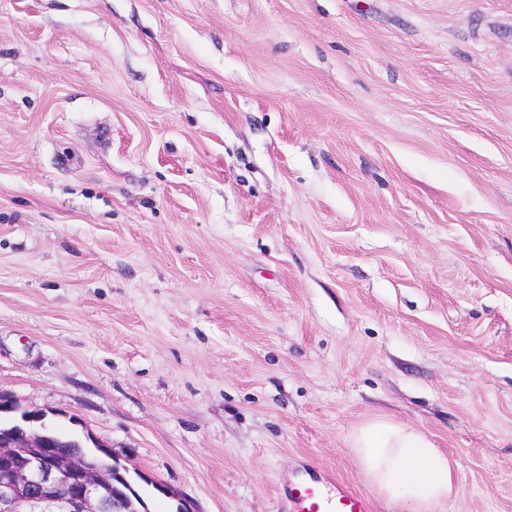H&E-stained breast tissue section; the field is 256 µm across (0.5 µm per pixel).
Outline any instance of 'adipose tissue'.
Segmentation results:
<instances>
[{"mask_svg":"<svg viewBox=\"0 0 512 512\" xmlns=\"http://www.w3.org/2000/svg\"><path fill=\"white\" fill-rule=\"evenodd\" d=\"M350 445L369 483L398 512H434L453 493V460L415 428L375 418L352 433Z\"/></svg>","mask_w":512,"mask_h":512,"instance_id":"ef3b65f1","label":"adipose tissue"}]
</instances>
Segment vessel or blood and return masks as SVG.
Here are the masks:
<instances>
[{"label": "vessel or blood", "instance_id": "vessel-or-blood-1", "mask_svg": "<svg viewBox=\"0 0 512 512\" xmlns=\"http://www.w3.org/2000/svg\"><path fill=\"white\" fill-rule=\"evenodd\" d=\"M289 512H372L370 497L342 478L315 474L293 479L287 489Z\"/></svg>", "mask_w": 512, "mask_h": 512}]
</instances>
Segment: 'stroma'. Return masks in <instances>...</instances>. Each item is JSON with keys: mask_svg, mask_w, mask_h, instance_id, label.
Here are the masks:
<instances>
[{"mask_svg": "<svg viewBox=\"0 0 512 512\" xmlns=\"http://www.w3.org/2000/svg\"><path fill=\"white\" fill-rule=\"evenodd\" d=\"M0 391L195 512L378 417L512 512V0H0Z\"/></svg>", "mask_w": 512, "mask_h": 512, "instance_id": "1", "label": "stroma"}]
</instances>
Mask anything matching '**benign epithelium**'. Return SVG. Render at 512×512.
<instances>
[{"label": "benign epithelium", "instance_id": "benign-epithelium-1", "mask_svg": "<svg viewBox=\"0 0 512 512\" xmlns=\"http://www.w3.org/2000/svg\"><path fill=\"white\" fill-rule=\"evenodd\" d=\"M57 441L37 413L0 424V512H147L137 493L119 487L131 486L126 466L91 452L61 453ZM155 488L178 502L176 512H193L176 490Z\"/></svg>", "mask_w": 512, "mask_h": 512}]
</instances>
